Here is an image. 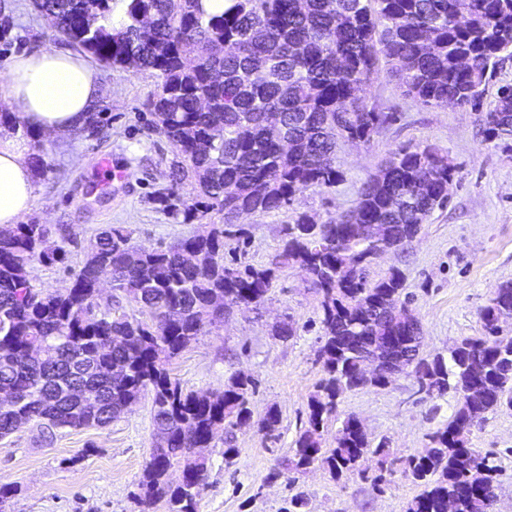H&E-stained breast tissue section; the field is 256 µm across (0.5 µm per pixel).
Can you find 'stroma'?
<instances>
[{
	"mask_svg": "<svg viewBox=\"0 0 512 512\" xmlns=\"http://www.w3.org/2000/svg\"><path fill=\"white\" fill-rule=\"evenodd\" d=\"M12 46L0 43V73L22 51L66 50L51 19L33 0H5ZM102 131L43 139L46 173H34L35 205L25 223L47 225V252L58 261L34 263L36 288L69 286L96 236L108 225L124 226L135 245L166 246L196 233L198 224L172 218L156 197L169 185L175 147L155 133L145 107L157 91L148 71L98 66ZM366 102L394 119L367 142H343L336 152L341 180L330 189L311 188L280 211L241 220L248 240H225L226 250L243 261L267 264L278 252L283 228L307 214L324 224L353 210L358 192L398 149L431 144L455 167L450 200L435 210L420 234L404 248L377 259L371 279L398 269L411 308L421 325L422 352L435 354L465 337L482 333L480 311L503 283L512 281V151L485 142L475 111L424 106L405 96L379 60L366 86ZM316 296L304 273L282 269L266 302L240 310L192 342L174 361L172 373L184 390L224 389L236 373L257 383L253 425L233 434L217 430L204 449L206 485L198 512H285L292 497L306 501L305 512H405L418 487L403 473L402 462L426 448L430 432L455 411L453 397L426 398L413 377L401 375L384 387L344 393L338 417L323 437L332 442L341 418L356 416L372 442L386 441L392 470L379 471L378 459L365 456L359 469L334 478L314 467L289 469L294 441L307 425L308 402L323 378L317 354L322 334ZM292 324L288 340L273 336L280 322ZM151 396L104 428H62L43 440L32 424L0 439V485L15 488L5 512H141L132 498L153 446ZM277 407L276 437L260 431L257 420ZM471 444L499 468L494 512H512V411L488 414L476 426ZM238 454L225 462L226 446ZM384 475L373 486L376 475Z\"/></svg>",
	"mask_w": 512,
	"mask_h": 512,
	"instance_id": "stroma-1",
	"label": "stroma"
}]
</instances>
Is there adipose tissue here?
<instances>
[{"instance_id": "obj_1", "label": "adipose tissue", "mask_w": 512, "mask_h": 512, "mask_svg": "<svg viewBox=\"0 0 512 512\" xmlns=\"http://www.w3.org/2000/svg\"><path fill=\"white\" fill-rule=\"evenodd\" d=\"M102 94L95 69L69 50L21 52L6 72L11 120L0 124V227L19 223L35 202L23 127L59 137L84 127Z\"/></svg>"}]
</instances>
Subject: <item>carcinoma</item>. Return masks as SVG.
Returning a JSON list of instances; mask_svg holds the SVG:
<instances>
[{
    "label": "carcinoma",
    "instance_id": "1",
    "mask_svg": "<svg viewBox=\"0 0 512 512\" xmlns=\"http://www.w3.org/2000/svg\"><path fill=\"white\" fill-rule=\"evenodd\" d=\"M206 12L202 0H34L57 33L109 68L155 72L159 91L147 103L151 126L178 150L166 204L183 221L214 211L207 224L165 247L147 249L130 232L109 226L88 249L70 286L35 288L30 268L41 250L44 224L0 229V438L35 422L42 433L99 427L120 417L143 394L152 395L154 448L134 498L167 512H198L205 459L215 428L227 437L253 417L251 376L240 373L222 391L187 392L168 366L206 328L246 302L264 303L277 272L298 267L318 297L319 359L323 378L309 400L308 426L295 440L292 467L325 466L338 478L367 455L385 458L386 443L371 447L359 421L347 417L334 446L323 429L347 391L385 387L358 366L363 350L412 354V377L431 399L452 396V418L428 434L429 446L405 459L403 470L421 487L405 512H494L498 467L470 446L486 414L512 410V340L498 318L512 315V282L502 284L480 312L483 335L464 338L447 354L420 356V330L384 322L387 306L408 304L397 269L377 281L368 271L385 242L404 247L423 222L446 205L454 167L432 145L402 148L360 189L362 224H384L383 241L344 219L316 224L301 213L283 229L268 264L224 258V239L242 213H271L309 188L336 186V146L367 141L393 119L365 101L379 56L405 94L442 107L448 99L481 113L485 142L512 143V85L499 87L481 111L470 90L485 86L512 53V0H227ZM192 192L180 195L184 182ZM112 300L98 301L102 278ZM136 304L149 316L127 314ZM277 408L260 419L274 434ZM182 466L184 481L168 471Z\"/></svg>",
    "mask_w": 512,
    "mask_h": 512
}]
</instances>
